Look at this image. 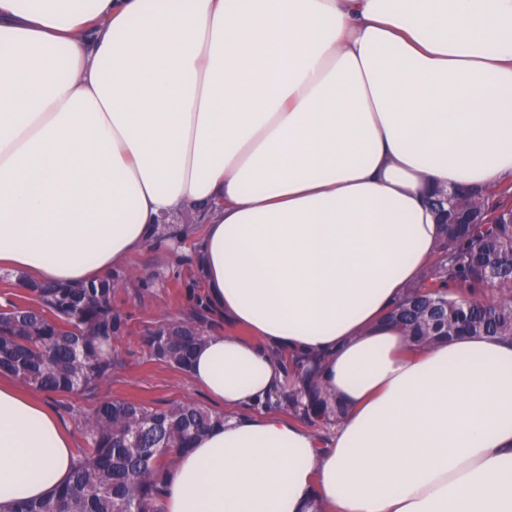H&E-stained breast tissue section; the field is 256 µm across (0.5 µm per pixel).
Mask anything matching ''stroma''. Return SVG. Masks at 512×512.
<instances>
[{"label":"stroma","instance_id":"obj_1","mask_svg":"<svg viewBox=\"0 0 512 512\" xmlns=\"http://www.w3.org/2000/svg\"><path fill=\"white\" fill-rule=\"evenodd\" d=\"M174 223L193 225L191 238L169 247L147 245L116 268L115 276L127 283L112 297V304L124 317L119 337L112 343V357L118 368L111 381L96 392L59 396L41 393L40 398L60 419L70 436L76 455H84L87 441L79 426V415L106 399H125L148 406L163 407L172 401H188L203 407L212 402L195 387L188 374L154 359L146 344L150 331L166 318H203L215 332H226L223 321L202 307L204 283L195 261V243L205 230L194 210L184 209Z\"/></svg>","mask_w":512,"mask_h":512}]
</instances>
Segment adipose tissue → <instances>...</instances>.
<instances>
[{"label":"adipose tissue","mask_w":512,"mask_h":512,"mask_svg":"<svg viewBox=\"0 0 512 512\" xmlns=\"http://www.w3.org/2000/svg\"><path fill=\"white\" fill-rule=\"evenodd\" d=\"M512 176V0H0V267L105 278L197 209L189 376L224 421L160 512H512V341L388 320L439 190ZM347 410L265 409L284 360ZM59 419L0 378V512L65 484Z\"/></svg>","instance_id":"1"}]
</instances>
